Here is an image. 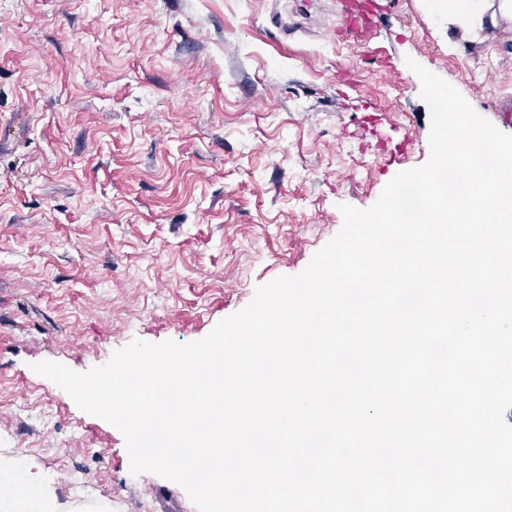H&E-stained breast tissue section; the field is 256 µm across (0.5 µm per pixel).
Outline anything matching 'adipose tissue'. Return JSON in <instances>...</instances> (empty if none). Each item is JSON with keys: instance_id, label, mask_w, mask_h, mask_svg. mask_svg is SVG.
<instances>
[{"instance_id": "adipose-tissue-1", "label": "adipose tissue", "mask_w": 512, "mask_h": 512, "mask_svg": "<svg viewBox=\"0 0 512 512\" xmlns=\"http://www.w3.org/2000/svg\"><path fill=\"white\" fill-rule=\"evenodd\" d=\"M448 12L463 38H476L484 26L512 24V0H448ZM0 512H77L59 502L32 462L0 458Z\"/></svg>"}]
</instances>
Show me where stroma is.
<instances>
[{
  "label": "stroma",
  "instance_id": "35a3bbf8",
  "mask_svg": "<svg viewBox=\"0 0 512 512\" xmlns=\"http://www.w3.org/2000/svg\"><path fill=\"white\" fill-rule=\"evenodd\" d=\"M376 2L352 45L336 0H0V457L61 502L197 512L33 364L201 340L301 273L427 161L409 61L512 134V25L455 47L447 5Z\"/></svg>",
  "mask_w": 512,
  "mask_h": 512
}]
</instances>
